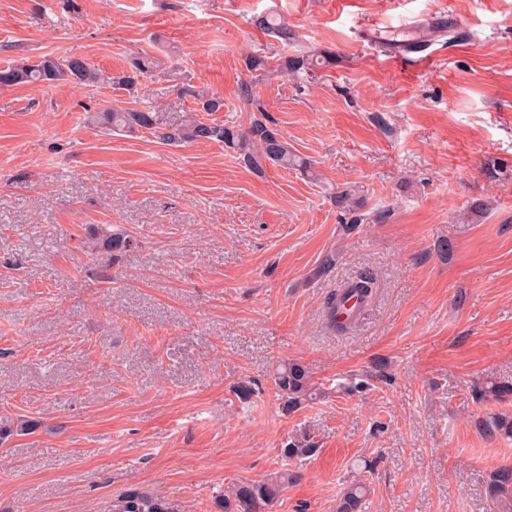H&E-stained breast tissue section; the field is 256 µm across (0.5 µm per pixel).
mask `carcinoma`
Instances as JSON below:
<instances>
[{
	"label": "carcinoma",
	"mask_w": 512,
	"mask_h": 512,
	"mask_svg": "<svg viewBox=\"0 0 512 512\" xmlns=\"http://www.w3.org/2000/svg\"><path fill=\"white\" fill-rule=\"evenodd\" d=\"M256 25L286 45L295 41L296 34L288 22L275 14H266L256 19ZM336 57L325 50L314 48L303 54L285 57L276 67L281 73H306L335 62ZM151 77H166L175 82L182 95L190 94L196 100V114L169 130L156 127L155 112L148 106L141 108H117L102 106L87 113L86 123L104 131L134 133L149 130L156 138L170 143H194L213 141L228 144L237 149L246 164L259 169L267 161L284 169L298 170L310 178L313 176L309 161L300 157L277 129L268 121L254 119L245 129L215 122H204L197 117L199 112L224 111V97L212 93H200L188 84V78L176 71L155 55L143 52L133 56L127 69L104 77L91 62L76 57L45 55L37 61H17L0 69V86L65 84L75 88L95 87L104 81L130 93L137 92L142 81ZM336 207L352 212L363 205L359 191L353 187L336 191L331 196ZM94 249L103 251L114 262L137 248L138 242L126 230L119 227L109 229L101 226L92 232ZM374 278L366 274L346 288L334 294L327 302V325L336 333L347 329L373 296ZM279 409L291 415L305 406L323 399L327 390L316 383L308 368L294 360L280 361L272 376ZM477 400H505L512 396V383L508 381L484 380L473 387ZM479 428L490 436L512 439V415L489 412L478 420ZM319 452V442L310 429L303 427L290 434L278 448V457L285 463L281 469L271 473L262 481H237L224 490L216 501L218 512H271L288 482L294 474L288 472V463L306 461ZM486 499L493 512H512V464L494 468L485 488ZM368 486L359 478H353L343 487L336 502V512H365ZM110 512H178L175 505L161 494L140 487H130L112 499Z\"/></svg>",
	"instance_id": "obj_1"
}]
</instances>
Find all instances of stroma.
Here are the masks:
<instances>
[{
	"instance_id": "1",
	"label": "stroma",
	"mask_w": 512,
	"mask_h": 512,
	"mask_svg": "<svg viewBox=\"0 0 512 512\" xmlns=\"http://www.w3.org/2000/svg\"><path fill=\"white\" fill-rule=\"evenodd\" d=\"M270 12L296 45L256 27ZM309 47L335 65L247 68ZM141 50L223 96L208 121L244 128L265 108L317 177L85 123L86 107L138 104L181 124L194 100L164 79L135 99L0 87V427L39 424L0 444V512H108L132 486L214 512L304 425L320 452L291 463L273 512H335L366 459V512H489L512 441L476 420L512 399L477 403L470 387L512 381V0H0V68L51 55L110 74ZM349 183L357 225L329 195ZM97 224L137 248L109 262ZM366 272L373 303L330 334L328 297ZM283 359L327 397L282 415ZM364 372L368 390L339 392Z\"/></svg>"
}]
</instances>
